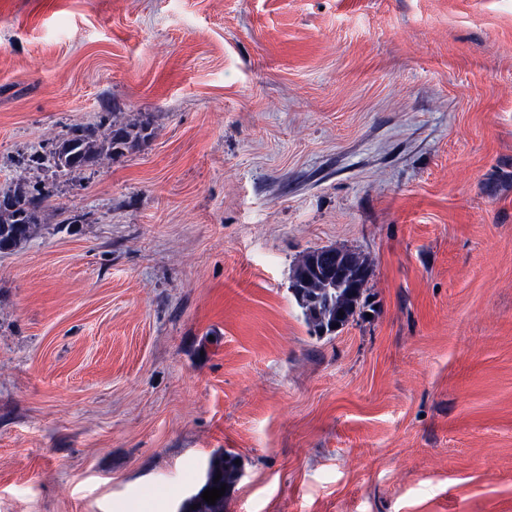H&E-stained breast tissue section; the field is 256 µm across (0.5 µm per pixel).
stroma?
Masks as SVG:
<instances>
[{
    "label": "stroma",
    "instance_id": "obj_1",
    "mask_svg": "<svg viewBox=\"0 0 512 512\" xmlns=\"http://www.w3.org/2000/svg\"><path fill=\"white\" fill-rule=\"evenodd\" d=\"M144 127L58 175L75 126ZM0 512H512V0H0ZM370 264L314 333L311 252ZM1 198L9 203L2 205ZM48 202L49 196L35 186L0 192V252L16 249L27 241ZM370 275L369 266L349 250H316L297 268L291 291L316 334L336 333L364 306ZM224 456H227V459H224ZM236 460H239V458L234 453L221 448L216 450L206 463L201 486L195 493L182 501L178 512H224V503L226 502L241 469L240 460L238 464H235ZM217 474H221V478L219 481L214 482V478ZM223 484H226L225 494L216 500L215 505H210L203 500L202 494L206 489L210 490L213 487L220 489ZM194 504H197V508L191 509V506Z\"/></svg>",
    "mask_w": 512,
    "mask_h": 512
}]
</instances>
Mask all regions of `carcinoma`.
Returning <instances> with one entry per match:
<instances>
[{
  "mask_svg": "<svg viewBox=\"0 0 512 512\" xmlns=\"http://www.w3.org/2000/svg\"><path fill=\"white\" fill-rule=\"evenodd\" d=\"M136 136L125 127L112 125L101 133L92 127L70 129L49 153L35 157L36 162L56 172H73L95 165L104 152L110 154L129 148ZM0 252L13 250L30 236L49 196L38 189L0 192ZM369 266L353 252L336 248L309 253L297 268L291 285L293 297L303 310L307 323L318 335L343 328L366 302ZM344 314H339V311ZM238 456L222 448L208 459L199 489L185 498L178 512H224V503L239 475ZM219 481H214V478ZM226 485L225 495L210 505L202 498L207 489Z\"/></svg>",
  "mask_w": 512,
  "mask_h": 512,
  "instance_id": "1",
  "label": "carcinoma"
}]
</instances>
